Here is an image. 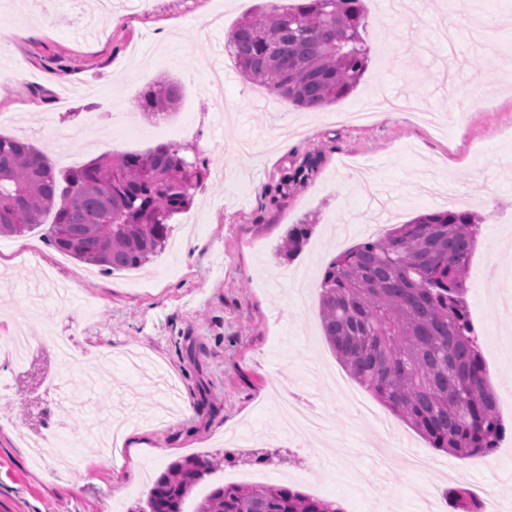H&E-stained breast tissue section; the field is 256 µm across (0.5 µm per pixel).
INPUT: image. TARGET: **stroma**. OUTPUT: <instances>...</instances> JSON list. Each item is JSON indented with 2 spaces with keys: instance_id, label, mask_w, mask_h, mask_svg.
<instances>
[{
  "instance_id": "1",
  "label": "stroma",
  "mask_w": 512,
  "mask_h": 512,
  "mask_svg": "<svg viewBox=\"0 0 512 512\" xmlns=\"http://www.w3.org/2000/svg\"><path fill=\"white\" fill-rule=\"evenodd\" d=\"M0 0V135L22 137L45 115L83 129L113 121L108 143L74 138L71 162L107 152H143L168 142L205 159L208 177L192 206L172 219L168 249L142 270L102 274L58 252L39 226L1 237L0 325L32 316V333L71 328L89 369L64 376L86 404L69 410L50 438L73 461L65 472L31 461L26 399L40 373L0 366V512H130L146 487L189 455L225 458L183 504L198 503L224 477L262 468L275 484L339 503L344 512H419L453 487V456L430 448L373 395L370 420L341 403L332 376L347 371L326 342L319 284L337 249V222H350L347 246L362 229L418 215L469 209L483 216L469 265L466 301L506 433L493 453L464 460L472 495L494 493L512 512V279L493 284L491 263L512 262V0H410L399 15L386 0H365L370 63L358 87L313 111L232 75L223 105L201 93L215 57L223 55L240 16L258 0ZM221 27H208L214 12ZM164 77L182 98L168 117L136 112L141 93ZM480 81L491 106H469L463 86ZM412 98V112H382L365 125L342 120L367 108L377 92ZM467 110L449 119L448 106ZM310 225L294 256L281 253L288 229ZM307 272L306 303L296 302L283 275ZM143 353L192 400L190 410L163 415L162 394L141 368L98 359L99 350ZM282 379L300 401L329 415L326 433L296 440L279 432L267 389ZM140 427L116 459L71 439L107 433L115 418Z\"/></svg>"
}]
</instances>
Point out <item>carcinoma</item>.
<instances>
[{
  "mask_svg": "<svg viewBox=\"0 0 512 512\" xmlns=\"http://www.w3.org/2000/svg\"><path fill=\"white\" fill-rule=\"evenodd\" d=\"M364 0H263L242 16L227 44L251 84L301 108L347 97L369 65ZM182 96L171 78L155 82L138 110L170 114ZM185 146L101 155L58 171L33 143L0 136V237H19L51 213L50 245L103 271L141 269L161 254L172 218L190 208L207 176L186 167ZM469 210L421 214L339 253L320 282L323 336L351 377L458 459L494 451L505 434L465 299L466 272L480 230ZM310 225L288 230V252ZM214 463L172 462L136 512H182L192 487ZM458 512H481L469 491H446ZM198 512H342L336 502L287 485L227 484Z\"/></svg>",
  "mask_w": 512,
  "mask_h": 512,
  "instance_id": "obj_1",
  "label": "carcinoma"
}]
</instances>
